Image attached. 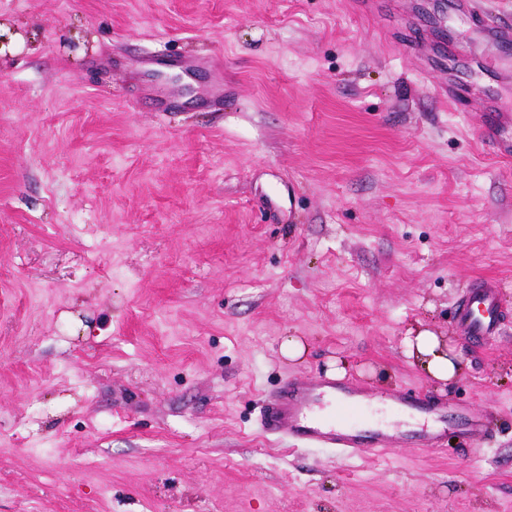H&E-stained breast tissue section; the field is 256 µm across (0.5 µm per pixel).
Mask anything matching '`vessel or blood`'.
Returning a JSON list of instances; mask_svg holds the SVG:
<instances>
[{
  "mask_svg": "<svg viewBox=\"0 0 512 512\" xmlns=\"http://www.w3.org/2000/svg\"><path fill=\"white\" fill-rule=\"evenodd\" d=\"M496 289V282L480 281L458 305L456 319L465 338L483 342L496 334L499 327ZM327 399L346 408H360L367 402L365 395L336 383L335 379L295 378L273 394L263 426L267 431L285 435L309 448H333L350 454L360 448H370L381 455L410 446L436 447L452 428L473 439L483 438L487 433L483 418L463 408L447 411L443 406L423 401L409 389L383 394L380 401L391 411L419 420L416 428L324 417L319 415L318 409Z\"/></svg>",
  "mask_w": 512,
  "mask_h": 512,
  "instance_id": "obj_1",
  "label": "vessel or blood"
}]
</instances>
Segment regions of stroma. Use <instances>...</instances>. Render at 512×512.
<instances>
[{
    "label": "stroma",
    "instance_id": "1",
    "mask_svg": "<svg viewBox=\"0 0 512 512\" xmlns=\"http://www.w3.org/2000/svg\"><path fill=\"white\" fill-rule=\"evenodd\" d=\"M373 2L0 0V512H512V154L485 132L512 0ZM416 326L461 375L410 363ZM335 375L373 421L402 387L494 431L383 458L261 431L282 382ZM497 288L492 280L479 281L457 306L456 319L465 338L484 342L498 331ZM476 308L482 311L478 317L472 313Z\"/></svg>",
    "mask_w": 512,
    "mask_h": 512
}]
</instances>
